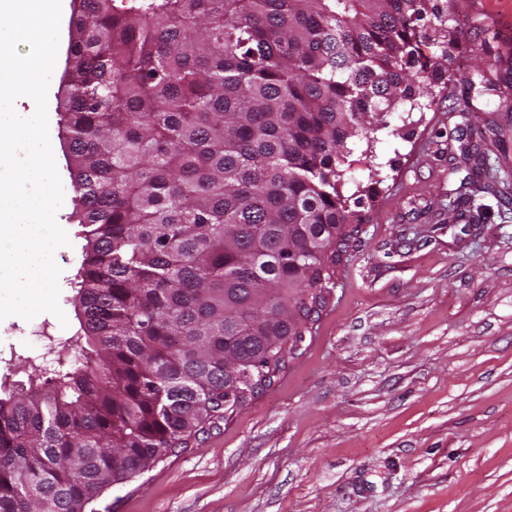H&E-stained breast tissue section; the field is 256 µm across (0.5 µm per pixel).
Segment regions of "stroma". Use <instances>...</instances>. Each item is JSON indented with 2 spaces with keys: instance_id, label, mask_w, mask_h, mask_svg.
I'll list each match as a JSON object with an SVG mask.
<instances>
[{
  "instance_id": "1",
  "label": "stroma",
  "mask_w": 512,
  "mask_h": 512,
  "mask_svg": "<svg viewBox=\"0 0 512 512\" xmlns=\"http://www.w3.org/2000/svg\"><path fill=\"white\" fill-rule=\"evenodd\" d=\"M435 2L463 33L458 78L423 111L383 113L371 165L346 175L370 220L311 335L273 386L92 512H512V0ZM62 71L47 109L69 238L54 253L63 314L0 320L12 381L79 327ZM460 128L481 145L480 176Z\"/></svg>"
}]
</instances>
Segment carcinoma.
Instances as JSON below:
<instances>
[{
    "label": "carcinoma",
    "instance_id": "obj_1",
    "mask_svg": "<svg viewBox=\"0 0 512 512\" xmlns=\"http://www.w3.org/2000/svg\"><path fill=\"white\" fill-rule=\"evenodd\" d=\"M69 366L0 379V512H87L271 386L363 223L373 118L452 80L433 0H74ZM432 15L431 31L420 21ZM252 369L224 407V354Z\"/></svg>",
    "mask_w": 512,
    "mask_h": 512
}]
</instances>
